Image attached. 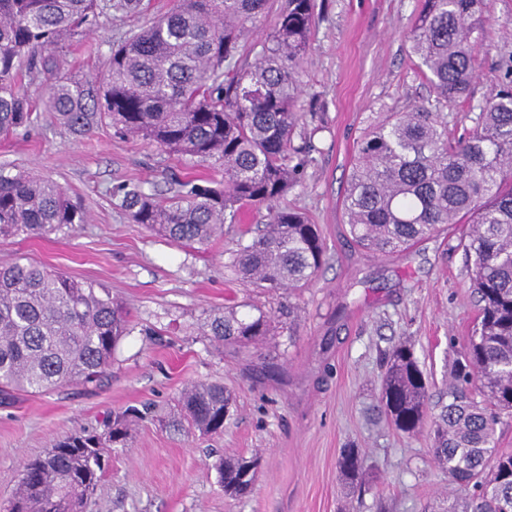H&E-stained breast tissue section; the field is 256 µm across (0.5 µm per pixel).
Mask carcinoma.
Here are the masks:
<instances>
[{"label":"carcinoma","instance_id":"cac0c4a2","mask_svg":"<svg viewBox=\"0 0 512 512\" xmlns=\"http://www.w3.org/2000/svg\"><path fill=\"white\" fill-rule=\"evenodd\" d=\"M269 0H178L146 29L116 47L108 68L90 81L61 76L47 85L45 105L83 136L107 120L124 136L186 154L220 181L172 178L160 202L138 185L112 190L116 206L182 246L206 248L246 207H266L267 222L239 242L231 266L240 279L268 291L308 285L325 248L316 225L281 200L297 181L296 160L310 149L294 143L299 121L297 69L316 23L315 0H282L250 63L240 54L249 27ZM140 0H0V135L34 125L17 85L22 64L30 80L58 65L66 42L93 20L135 12ZM484 0H420L408 39L435 99L389 112L357 142L344 196L356 244L390 254L438 231L467 224L462 244L478 303L472 336L457 352L448 404L427 431L430 452L454 487L448 512H512V450L496 446L501 415L512 417V88L478 106L475 126L448 132L444 103L474 79ZM84 223L83 211L58 182L0 169V237H43ZM271 314L241 318L211 313L204 334L245 353L276 334ZM130 333L122 304L92 281L44 265H0V397L48 393L99 381ZM380 407L400 432L423 428L430 385L413 348L385 354ZM232 395L218 382H197L179 397L180 416L202 435H221ZM134 408L112 413L102 433L58 438L24 462L5 512H90L112 448L125 446ZM259 460L220 458L214 465L224 495L249 494ZM342 479L357 484L364 462L356 448L338 460Z\"/></svg>","mask_w":512,"mask_h":512}]
</instances>
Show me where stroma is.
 <instances>
[{
  "mask_svg": "<svg viewBox=\"0 0 512 512\" xmlns=\"http://www.w3.org/2000/svg\"><path fill=\"white\" fill-rule=\"evenodd\" d=\"M476 77L467 96L444 109L451 132L472 127L478 106L512 79V0H485ZM173 0H142L139 11L100 19L65 46L59 72L96 77L125 33L150 25ZM419 0H316L318 20L298 70L301 120L310 138L305 168L284 199L316 224L325 262L299 291L243 284L230 265L239 240L256 232L263 210L228 224L205 250L177 245L116 208L111 188L141 184L166 197L170 174L207 177L196 159L115 133L110 124L77 136L44 109L54 75L20 74L37 122L0 136V167L27 170L65 186L85 221L47 239H0V263L17 259L98 283L122 300L131 332L101 381L0 401V506L24 461L68 433L95 428L113 411L150 406L133 421L131 442L112 456L92 512H443L451 493L425 433L396 431L375 406L382 357L412 345L433 400L447 392L458 349L477 317L471 271L458 243L467 227L447 224L413 247L378 255L357 247L343 199L356 143L384 113L432 98L407 32ZM251 303L275 314L293 304L291 329L251 354L218 350L202 327L215 310ZM218 381L236 396L223 435L203 438L166 423L181 390ZM359 449L366 483L338 473L343 449ZM260 456L250 495L226 498L214 462Z\"/></svg>",
  "mask_w": 512,
  "mask_h": 512,
  "instance_id": "stroma-1",
  "label": "stroma"
}]
</instances>
